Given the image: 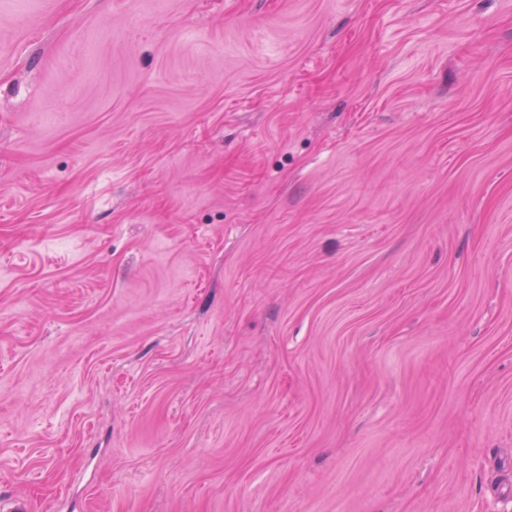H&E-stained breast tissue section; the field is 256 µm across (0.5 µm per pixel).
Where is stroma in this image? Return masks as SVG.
Instances as JSON below:
<instances>
[{
  "label": "stroma",
  "instance_id": "1",
  "mask_svg": "<svg viewBox=\"0 0 512 512\" xmlns=\"http://www.w3.org/2000/svg\"><path fill=\"white\" fill-rule=\"evenodd\" d=\"M512 512V0H0V505Z\"/></svg>",
  "mask_w": 512,
  "mask_h": 512
}]
</instances>
